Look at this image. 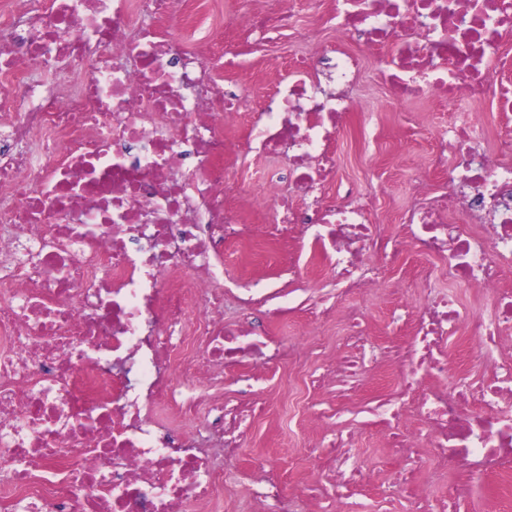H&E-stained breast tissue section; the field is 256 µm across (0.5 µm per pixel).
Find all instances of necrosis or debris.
Segmentation results:
<instances>
[{
    "mask_svg": "<svg viewBox=\"0 0 512 512\" xmlns=\"http://www.w3.org/2000/svg\"><path fill=\"white\" fill-rule=\"evenodd\" d=\"M180 3L22 0L0 16V512H209L232 476L204 448L237 455L256 411L226 407L213 382L236 370L250 396L263 371L310 353V332L285 348L268 326L285 312L279 273L311 262L338 296L315 321L345 327L312 390L376 370L395 389L352 430L316 412L333 461L325 491L258 464L249 512H352L370 485L353 449L370 429L393 451L408 512H483L475 492L490 476L512 488V0H235L234 38L217 47L204 19L192 46L162 38ZM300 10L384 53L393 99L431 93L458 108L431 135L440 183L408 176L398 225L378 222L371 191L329 196L358 62L298 30ZM294 35L315 49L273 64L265 97L224 83L222 71ZM38 68L63 78L40 88ZM485 102L502 117L492 134ZM232 145L287 157V188L273 176L266 196L233 195ZM288 239L300 248L274 271L235 280L243 314L226 322L228 254ZM411 250L489 306L469 314L421 269L416 298L388 316L404 340L383 346L346 299L402 292L389 273ZM463 324L481 361L450 384L448 341ZM421 448L465 481L440 497L415 487Z\"/></svg>",
    "mask_w": 512,
    "mask_h": 512,
    "instance_id": "necrosis-or-debris-1",
    "label": "necrosis or debris"
}]
</instances>
